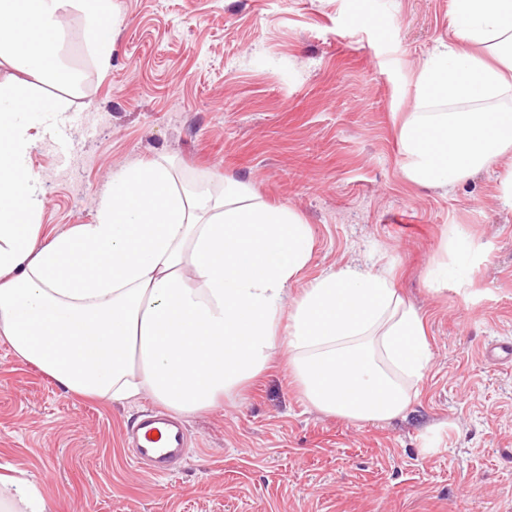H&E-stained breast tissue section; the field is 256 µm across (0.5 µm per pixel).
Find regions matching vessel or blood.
I'll list each match as a JSON object with an SVG mask.
<instances>
[{
  "label": "vessel or blood",
  "instance_id": "obj_1",
  "mask_svg": "<svg viewBox=\"0 0 512 512\" xmlns=\"http://www.w3.org/2000/svg\"><path fill=\"white\" fill-rule=\"evenodd\" d=\"M136 465L149 473L171 477L185 464L188 457V435L183 424L168 414L156 411L141 415L132 426Z\"/></svg>",
  "mask_w": 512,
  "mask_h": 512
}]
</instances>
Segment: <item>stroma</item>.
Here are the masks:
<instances>
[{"label":"stroma","instance_id":"35a3bbf8","mask_svg":"<svg viewBox=\"0 0 512 512\" xmlns=\"http://www.w3.org/2000/svg\"><path fill=\"white\" fill-rule=\"evenodd\" d=\"M108 68L83 14L61 18L58 60L76 85L30 77L64 108L59 157L33 114L30 167L43 236L95 221L121 168L168 160L181 182L251 184L313 235L303 288L375 261L425 317L430 364L395 419L310 407L285 353L222 406L186 417L191 457L173 477L135 467L125 430L147 395L66 393L0 339V474L21 476L59 512H512V365L482 347L512 341V207L501 166L453 187L406 179L400 114L413 76L451 38V0H112ZM464 225L476 288L432 283L448 228Z\"/></svg>","mask_w":512,"mask_h":512}]
</instances>
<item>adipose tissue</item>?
<instances>
[{"label": "adipose tissue", "mask_w": 512, "mask_h": 512, "mask_svg": "<svg viewBox=\"0 0 512 512\" xmlns=\"http://www.w3.org/2000/svg\"><path fill=\"white\" fill-rule=\"evenodd\" d=\"M82 13L101 66L112 53V0H0V57L49 72L60 18ZM452 39L415 74L420 111L399 128L405 177L453 186L512 157V0H451ZM45 106L0 84V338L69 393L106 401L149 393L186 417L215 408L272 355L314 408L360 422L402 415L403 379L430 362L424 319L392 271L374 263L316 278L296 300L309 225L248 185H186L152 161L119 170L96 220L41 236L44 192L28 164L21 115ZM432 281L469 287L478 262L461 225ZM289 315H282L283 305Z\"/></svg>", "instance_id": "obj_1"}]
</instances>
